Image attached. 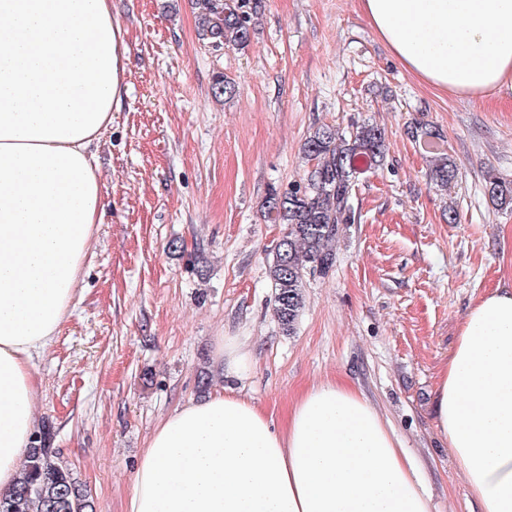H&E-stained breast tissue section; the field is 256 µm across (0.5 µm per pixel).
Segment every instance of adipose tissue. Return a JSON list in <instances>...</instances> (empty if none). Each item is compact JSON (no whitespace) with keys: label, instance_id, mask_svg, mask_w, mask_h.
Returning a JSON list of instances; mask_svg holds the SVG:
<instances>
[{"label":"adipose tissue","instance_id":"obj_1","mask_svg":"<svg viewBox=\"0 0 512 512\" xmlns=\"http://www.w3.org/2000/svg\"><path fill=\"white\" fill-rule=\"evenodd\" d=\"M412 73L454 96L512 90V0H363ZM112 0H0V492L36 429L33 374L65 321L97 224L95 147L125 94ZM225 377L253 364L221 337ZM434 416L478 512H512V289L467 312ZM127 512H432L413 457L343 380L302 392L284 427L233 392L165 417Z\"/></svg>","mask_w":512,"mask_h":512}]
</instances>
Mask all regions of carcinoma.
Wrapping results in <instances>:
<instances>
[{
  "label": "carcinoma",
  "instance_id": "obj_1",
  "mask_svg": "<svg viewBox=\"0 0 512 512\" xmlns=\"http://www.w3.org/2000/svg\"><path fill=\"white\" fill-rule=\"evenodd\" d=\"M197 5L203 35L212 46L243 49L251 41L263 0H197ZM385 147V132L377 125L364 123L350 133L320 125L302 147L308 164L303 181L286 191L269 190L266 214L285 225L268 272L275 288L274 315L286 334L294 332L305 306L307 278L325 275L336 264L340 225L354 223L356 174L381 162ZM431 174L445 189L457 178L456 166L446 156L435 159ZM486 188L498 205L512 206V180L492 176ZM0 512H93V507L88 491L48 446L43 433L28 448L20 483L0 494Z\"/></svg>",
  "mask_w": 512,
  "mask_h": 512
}]
</instances>
